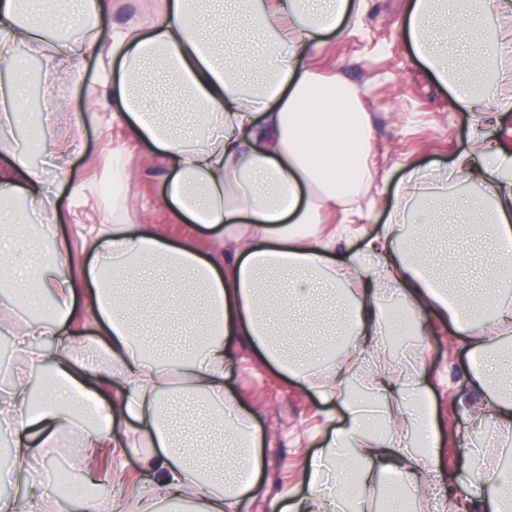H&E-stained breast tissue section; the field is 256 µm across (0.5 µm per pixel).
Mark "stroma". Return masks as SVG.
Segmentation results:
<instances>
[{
    "mask_svg": "<svg viewBox=\"0 0 512 512\" xmlns=\"http://www.w3.org/2000/svg\"><path fill=\"white\" fill-rule=\"evenodd\" d=\"M359 26L343 24L326 36V46L314 55L313 64L323 74H337L361 92V103L371 115L373 149L368 162L395 186L407 164L448 167L467 144L474 125L472 113L455 107L448 88L434 83L404 34L405 0H367ZM111 96L85 111L81 128L82 150L71 160L78 179L95 183L109 180L113 148L138 158L140 144L124 128L112 125ZM165 162L141 166L128 184L133 201L128 217H150L173 240L190 239L209 248L212 229L186 224L175 213L163 210L157 200L163 192ZM387 213L381 206L358 214H330L325 233L348 224V237L336 240L337 251L357 250L362 234L379 229ZM425 380L433 392L438 425V461L444 478L457 480L463 466L478 467L485 443L493 435L494 419L474 426L467 411L485 395L472 372L469 346L447 323L430 318L425 324ZM226 388L251 412L266 439L261 492L246 502L244 512H278L284 495L304 493L301 474L318 450L330 423L333 406L321 403L312 391L280 370L260 360L250 341L237 337Z\"/></svg>",
    "mask_w": 512,
    "mask_h": 512,
    "instance_id": "stroma-1",
    "label": "stroma"
}]
</instances>
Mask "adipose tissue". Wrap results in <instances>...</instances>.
<instances>
[{
  "mask_svg": "<svg viewBox=\"0 0 512 512\" xmlns=\"http://www.w3.org/2000/svg\"><path fill=\"white\" fill-rule=\"evenodd\" d=\"M38 17L21 21L19 0H0V288L32 282L51 297L48 316H18L0 301V330L20 353L0 402V432L11 436L10 471L30 460L50 465L60 444L79 434L77 466L91 471L98 449L122 462L145 449L148 481L137 488L133 512H238L255 494L264 435L224 380L236 337H248L264 361L301 382L320 402L339 406L332 428L304 474L306 492L287 512H407L390 483L433 499L434 512H512V302L471 292L470 259L446 265L442 252L414 249L436 225L438 239L484 236L492 274L512 284V154L494 146L485 117L512 112V0H407L406 34L427 74L448 87L458 108L481 113L449 177L427 182L406 167L384 204L389 218L362 249L337 252L320 232L325 211H352L374 182L370 115L360 92L309 65L325 33L360 21L353 0H261L241 12L231 0H154L148 20L106 22L112 0H75L78 42L43 52L45 94L65 95L76 112L39 113V135L51 145L56 176L46 179L26 148L13 140L25 109V79L17 50L43 51L61 16L33 4ZM221 10L219 27L202 17ZM465 46L463 68L438 52L441 39ZM96 59L112 83L113 123L125 127L149 157L175 165L161 204L192 224L217 231L215 248L172 242L156 224H131L124 192L132 169L112 153V221L85 223L79 191L61 200L73 178L81 112L91 106L83 70ZM482 193L463 221L442 224L457 178ZM68 211L72 237L48 235L54 259L26 260L16 247V222L39 223ZM82 264L83 275L72 268ZM395 293L400 307L382 304ZM448 321L467 337L479 365L474 375L486 399L473 422L494 417L497 449L464 473L470 498L441 476L437 424L423 379L421 351L394 367L386 337L396 310ZM105 338L80 336L76 318ZM111 375L117 389L104 399L93 376ZM336 491L324 494L326 471ZM493 494L483 499L479 492Z\"/></svg>",
  "mask_w": 512,
  "mask_h": 512,
  "instance_id": "adipose-tissue-1",
  "label": "adipose tissue"
}]
</instances>
